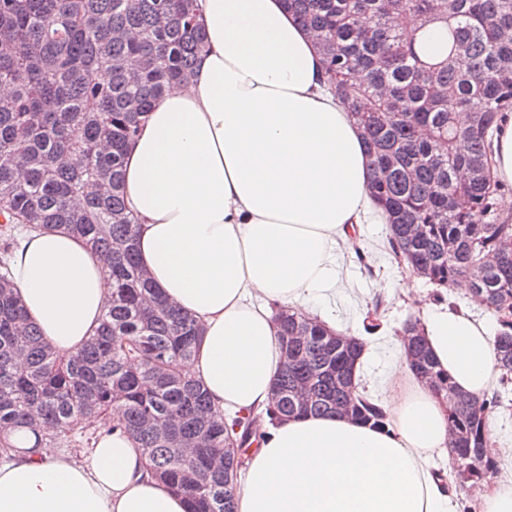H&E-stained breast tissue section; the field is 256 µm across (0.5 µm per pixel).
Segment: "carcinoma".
Instances as JSON below:
<instances>
[{
	"label": "carcinoma",
	"mask_w": 512,
	"mask_h": 512,
	"mask_svg": "<svg viewBox=\"0 0 512 512\" xmlns=\"http://www.w3.org/2000/svg\"><path fill=\"white\" fill-rule=\"evenodd\" d=\"M318 34L327 87L348 104L372 165L368 190L399 264L430 283L469 286L493 317L500 389L461 396L427 342L410 368L445 405L448 448L464 482L491 461L489 413L512 407V215L491 171L500 117L512 113V0H285ZM413 38L406 40L407 32ZM205 45L193 0H0V451L28 428L60 448L84 429L138 440L151 473L185 494L190 512H235L241 450L258 418L217 423L201 380L183 373L198 326L153 288L124 200V151L166 88L185 81ZM466 67L458 64L460 58ZM109 75L102 82L98 76ZM80 198L79 210L71 200ZM64 229L111 262L112 297L84 347L56 354L11 282L18 226ZM381 302L363 328L382 326ZM281 368L270 420L344 415L384 429L381 402L347 376L365 337L341 349L304 313L276 308Z\"/></svg>",
	"instance_id": "1"
}]
</instances>
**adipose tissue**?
Instances as JSON below:
<instances>
[{
    "mask_svg": "<svg viewBox=\"0 0 512 512\" xmlns=\"http://www.w3.org/2000/svg\"><path fill=\"white\" fill-rule=\"evenodd\" d=\"M207 48L171 85L125 155V198L154 287L195 319L201 379L219 418L266 411L280 370L272 304L313 315L336 295L349 232L381 218L369 159L347 105L325 92L314 36L282 0H196ZM29 321L61 355L94 336L110 263L66 231L28 233L12 258ZM420 326L463 391L498 376L487 326L445 304ZM388 428L335 416L265 424L236 492L237 512H456L443 405L405 354ZM0 456V512H188L147 470L134 439L97 430L72 453L27 430Z\"/></svg>",
    "mask_w": 512,
    "mask_h": 512,
    "instance_id": "1",
    "label": "adipose tissue"
}]
</instances>
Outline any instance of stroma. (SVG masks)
<instances>
[{
  "label": "stroma",
  "instance_id": "obj_1",
  "mask_svg": "<svg viewBox=\"0 0 512 512\" xmlns=\"http://www.w3.org/2000/svg\"><path fill=\"white\" fill-rule=\"evenodd\" d=\"M355 242L366 248L369 257L362 262L353 253L344 254L345 277L329 311L340 326L358 331L362 328L367 305L375 298L384 299L387 330L375 337V349L363 365L366 388L373 396L384 400L388 397L389 374L394 364L393 331L405 319L417 317L425 305L435 303L438 289L426 281H419L417 298L412 302L392 292V285L409 278L410 273L398 265L387 250L385 225H360Z\"/></svg>",
  "mask_w": 512,
  "mask_h": 512
}]
</instances>
